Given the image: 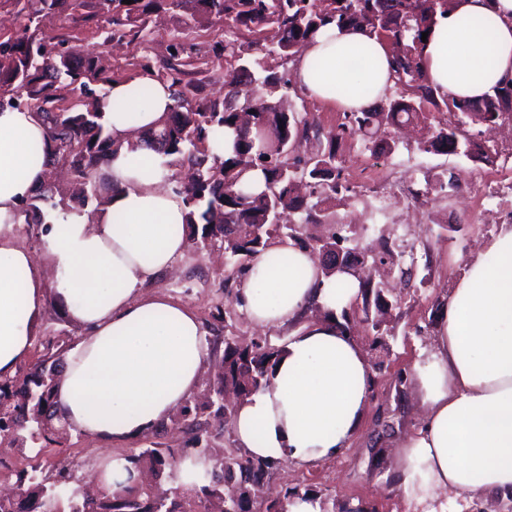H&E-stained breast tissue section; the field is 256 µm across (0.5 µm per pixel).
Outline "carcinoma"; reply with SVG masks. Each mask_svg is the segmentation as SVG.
<instances>
[{
    "instance_id": "obj_1",
    "label": "carcinoma",
    "mask_w": 512,
    "mask_h": 512,
    "mask_svg": "<svg viewBox=\"0 0 512 512\" xmlns=\"http://www.w3.org/2000/svg\"><path fill=\"white\" fill-rule=\"evenodd\" d=\"M28 11L14 38L0 43V108L36 109L47 130L49 166L66 165L84 180L86 189H73L72 196L97 205L105 203L98 177L99 169L112 154V132L103 123V95L84 94L70 108L57 110L54 84L66 76L85 87L89 82L106 86L112 82L92 53L77 59L64 50L67 36H57L49 48L37 38L44 11L56 10L70 23L94 18L112 26L107 39L121 41L127 37L143 43L151 41L147 18L167 10L185 16L189 28L208 27L217 23L227 26L224 56L238 61L231 73V90L223 100L206 93V83L186 79L187 68L201 63L194 46L181 40L175 52L165 60L156 79L174 88V104L156 129L141 143L161 156V165L169 170L187 167L193 178L188 184L176 182L172 191L188 209L186 228L189 236H198L224 245V252L240 262L268 246L274 232L296 240L297 229L290 216L331 209L334 195L341 187V170L336 165V136L327 139V148L305 161L292 158L293 149L309 140V133L319 134L313 115H301L282 106L291 90L285 74L267 65L266 59L277 56L289 61L294 48L305 46L323 27L334 25L343 31L350 27L366 30L369 35H385L395 45L390 72L395 96L361 112L344 113L340 134L379 131L387 134L406 121L423 117L421 106L441 115L450 113L455 120L438 121L431 136L422 141L423 153L463 154L476 161L491 162L481 145L462 131L464 124L492 126L507 112L512 113V86H505L481 102L470 104L451 96L437 97L421 66L419 46L422 33L430 31L437 13L445 14L453 0H95V11L87 12L88 0H26ZM246 32L253 36L250 47L238 41ZM245 86L249 94L245 110L249 119L240 118L235 98L237 87ZM233 127L237 139L230 156L213 155L207 136L215 128ZM253 168L263 170L266 190L249 191L241 182L243 173ZM57 207L52 189L40 188L26 203L22 213L28 224L44 221V207ZM350 237H328L313 252L330 257L337 245L351 252L346 272L358 273L359 252L349 246ZM382 254L407 275L405 264H415L412 252L395 253L383 245ZM364 305L381 306L382 289L371 281H360ZM46 353L26 371L0 382V432L22 434L32 420H52L53 383L65 353L67 342L48 337L43 342ZM278 350L265 342L243 347L224 338V374L215 388V400L206 405H220L224 387L231 385L245 398L257 391L272 368ZM204 408V409H206ZM204 409L186 405L180 417L193 416L197 428L190 439L192 448L176 452L152 445L137 454L123 457L139 470H148L155 480L177 485L181 492L157 505L152 500L154 488L149 483L125 485L107 490L98 497L74 494L71 487L72 466L64 460L54 464V481L43 474L41 466L16 473L21 495L0 499V512H247L252 506L251 493L277 465L270 457L254 460L246 455L219 457L213 453ZM196 451L208 456L213 468L206 473L204 484L185 488L178 484V463ZM301 496L298 487L286 489L283 499L262 504L263 512H286V504Z\"/></svg>"
}]
</instances>
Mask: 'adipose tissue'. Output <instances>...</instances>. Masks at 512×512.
<instances>
[{"mask_svg": "<svg viewBox=\"0 0 512 512\" xmlns=\"http://www.w3.org/2000/svg\"><path fill=\"white\" fill-rule=\"evenodd\" d=\"M386 38L321 30L293 65L312 99L346 112L370 108L392 81ZM438 95L479 100L512 83V0H455L436 15L421 50ZM168 84L148 76L108 88L105 123L115 142L101 171L109 200L49 225L36 257L18 240L20 206L46 179V128L31 108L0 110V381L30 356L46 296L55 292L84 328L53 387L70 430L102 442L147 433L197 391L207 359L202 324L189 308L144 283L173 270L187 250L186 208L164 188L137 132L168 112ZM295 242L256 255L236 289L238 305L264 328L301 322L262 388L233 415L248 455L306 466L336 457L357 433L373 373L365 351L336 322L355 294ZM318 315L306 319L310 309ZM421 414L393 449L392 483L406 512H448L512 496V226L502 225L444 301L436 332L414 364Z\"/></svg>", "mask_w": 512, "mask_h": 512, "instance_id": "obj_1", "label": "adipose tissue"}]
</instances>
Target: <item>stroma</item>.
Listing matches in <instances>:
<instances>
[{
    "label": "stroma",
    "mask_w": 512,
    "mask_h": 512,
    "mask_svg": "<svg viewBox=\"0 0 512 512\" xmlns=\"http://www.w3.org/2000/svg\"><path fill=\"white\" fill-rule=\"evenodd\" d=\"M156 36L149 46L139 41L126 43L107 54L105 64L113 78H134L142 74L143 58L160 65L169 56L171 34L196 44L211 59L204 75L212 92L224 94V79L235 68L231 59H217L213 48L224 40V28L215 25L188 29L182 19L170 15L152 21ZM421 129L407 133L403 143L391 152H379L361 135L338 137L336 160L343 170L347 189L336 197L327 223H305L293 215L304 243L331 234L334 225H345L359 251H380L375 230L389 226L390 246H412L416 263L410 275L389 273L377 266L375 280L385 288L384 310H363L355 306L347 327L364 349L374 339L387 348L382 366L374 372L372 398L359 431L349 448L335 458L300 468L280 463L267 480L270 494L297 486L319 497L323 512L363 506L367 512H404L402 495L393 487L392 448L418 423L420 407L411 382L417 354L432 336L441 314V303L462 275L467 259L495 235L499 227L487 223L485 179L493 174L512 175V154L494 152V161L483 164L462 155L423 154L415 141ZM446 190H439V183ZM241 277L237 263L224 259L221 250L208 251L189 246L177 259L173 273L159 276L146 292L167 296L187 306L200 318L207 338L230 336L246 345L257 338L270 346L282 345L289 335L285 328L260 329L234 302ZM189 435L183 426L165 423L128 443H101L89 437L58 429L52 441L35 440L42 464L61 457L77 462L78 476H85L84 460L103 454L121 457L158 443L165 448H183Z\"/></svg>",
    "instance_id": "1"
}]
</instances>
